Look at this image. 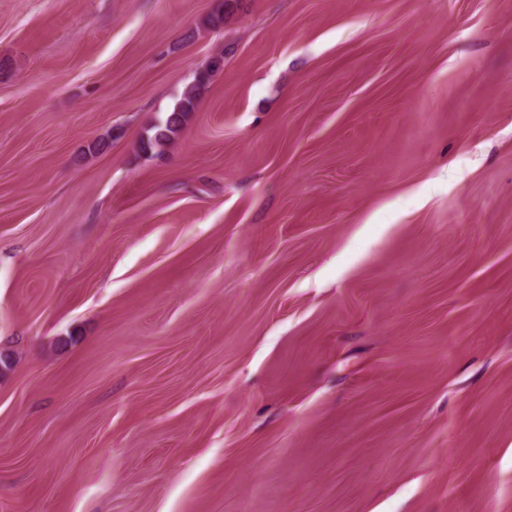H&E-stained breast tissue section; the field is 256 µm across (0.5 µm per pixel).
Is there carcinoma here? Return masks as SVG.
Here are the masks:
<instances>
[{
  "label": "carcinoma",
  "instance_id": "cac0c4a2",
  "mask_svg": "<svg viewBox=\"0 0 512 512\" xmlns=\"http://www.w3.org/2000/svg\"><path fill=\"white\" fill-rule=\"evenodd\" d=\"M223 68L224 54L221 53L214 56L199 73L195 81L185 88L165 121L153 127L154 134L141 140V151L159 154L169 141L178 136L183 130L189 115L196 111L202 93L206 90L212 78Z\"/></svg>",
  "mask_w": 512,
  "mask_h": 512
}]
</instances>
